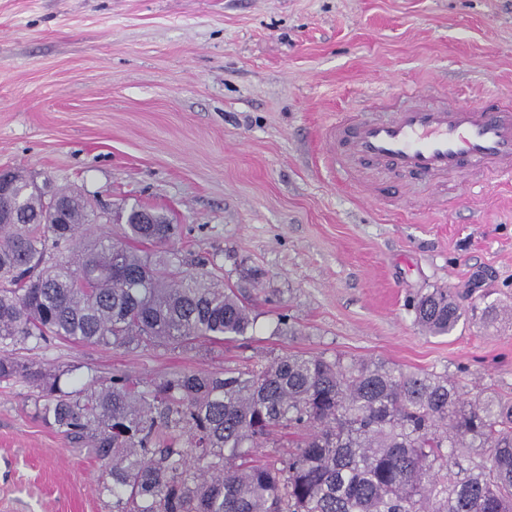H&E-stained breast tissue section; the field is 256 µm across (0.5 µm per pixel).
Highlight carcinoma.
I'll use <instances>...</instances> for the list:
<instances>
[{"mask_svg":"<svg viewBox=\"0 0 512 512\" xmlns=\"http://www.w3.org/2000/svg\"><path fill=\"white\" fill-rule=\"evenodd\" d=\"M0 200V383L36 390L34 413L103 469L112 512H512V400L464 397L448 376L382 361L288 355L248 371L150 382L15 355L56 340L135 349L245 338L249 298L187 273L167 248L177 225L135 205L123 235L79 241L103 216L52 199L19 173ZM157 247L145 252L134 247ZM426 334L463 312L436 290L413 303ZM296 452H261L280 429Z\"/></svg>","mask_w":512,"mask_h":512,"instance_id":"carcinoma-1","label":"carcinoma"}]
</instances>
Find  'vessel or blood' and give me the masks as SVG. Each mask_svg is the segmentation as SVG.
<instances>
[{"mask_svg": "<svg viewBox=\"0 0 512 512\" xmlns=\"http://www.w3.org/2000/svg\"><path fill=\"white\" fill-rule=\"evenodd\" d=\"M405 96L388 119L345 113L331 123L329 166L383 200L385 180L396 174L437 183L464 173L471 190L512 176V99L492 94L467 103L447 94L432 104L418 90Z\"/></svg>", "mask_w": 512, "mask_h": 512, "instance_id": "vessel-or-blood-1", "label": "vessel or blood"}]
</instances>
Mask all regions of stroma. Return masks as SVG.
<instances>
[{"instance_id":"obj_1","label":"stroma","mask_w":512,"mask_h":512,"mask_svg":"<svg viewBox=\"0 0 512 512\" xmlns=\"http://www.w3.org/2000/svg\"><path fill=\"white\" fill-rule=\"evenodd\" d=\"M406 87L512 96V0H0V168L165 214L187 272L261 274L245 339L32 359L148 381L319 355L512 397V322L433 337L411 308L436 288L512 307V180L382 206L325 161L324 126ZM100 476L26 386L0 384V512H109Z\"/></svg>"}]
</instances>
